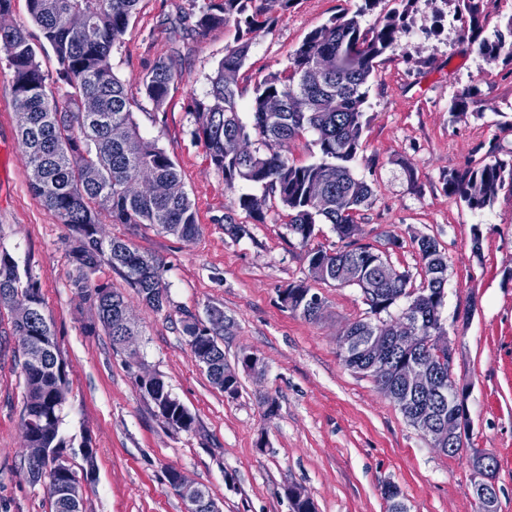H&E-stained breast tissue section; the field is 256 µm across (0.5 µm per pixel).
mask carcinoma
I'll return each mask as SVG.
<instances>
[{"mask_svg": "<svg viewBox=\"0 0 512 512\" xmlns=\"http://www.w3.org/2000/svg\"><path fill=\"white\" fill-rule=\"evenodd\" d=\"M140 0H27L28 12L41 37L33 40L17 26H0V48L13 68L14 106L19 117L20 143L30 170L34 197L60 223L75 233L70 251V286L91 302L99 325L120 349L123 336H135L134 327L115 319L123 294L111 284L96 280L102 259L120 273L128 287L155 311L171 303L164 268L132 245L103 236L100 215L114 224H151L163 233L181 238L198 235L196 212L176 165L157 141L142 136L133 118L132 103L124 84L114 74L111 53L120 42ZM292 0H205L196 17L201 32L234 28L233 43L225 47L207 99H192L197 128L211 163L224 174L225 185H258V196L243 192L235 206L255 222L264 219L267 198H279L288 208V230L303 245L314 236L315 226L331 224L338 237L350 240L359 234V212L371 204L372 187L354 174V164L366 149L363 138L365 87L375 75L379 58L405 32L406 17L420 0H399L371 25L366 15L383 0H361L346 12L311 31L294 51L284 70L272 73L253 88L249 102L251 123L239 115L240 93L236 74L245 65L252 48V34L277 22ZM458 10L469 19L473 32L483 29L484 0H457ZM508 35L479 43L480 53L491 63L503 58L512 63V19ZM51 48L59 63L58 79L69 88V112H60L46 91L38 52ZM175 72L170 62L159 60L143 77L144 94L155 110L168 98ZM315 134L317 161L297 165L288 157L290 143L305 132ZM257 136L272 141L278 150L247 154L238 142ZM479 158L444 177L448 194L471 210L491 206L499 192L512 193V151L503 153L497 144H479ZM420 256L423 278L412 287L411 275L398 271L384 252L370 244L348 243L347 248L307 251L311 277L323 283L361 288L369 313H389L403 299L415 304L407 309L423 335L440 336L446 330L437 308L445 299L448 256L427 235L412 238ZM347 263L354 269L348 279L336 275ZM311 288L290 284L281 293L288 308L307 320L316 316L305 308ZM0 306L18 312L26 306L36 311L24 322L21 369L25 398L21 422L28 447L46 448L48 455L36 465L24 463L32 483L55 473V462L68 441L59 433L66 401L67 378L63 359L50 322L44 314L41 288L30 269L19 270L11 256L0 254ZM204 323L192 314L181 320L182 332L195 361L210 382L225 393L238 391V382L224 383V348L218 336L224 331V313L214 308ZM140 390L156 406L169 411L166 423L178 431L194 429L195 418L156 377ZM423 412L448 407L427 395L403 392ZM71 467L46 489L52 512H80L81 490ZM383 495L388 512H407L401 490L387 484Z\"/></svg>", "mask_w": 512, "mask_h": 512, "instance_id": "cac0c4a2", "label": "carcinoma"}]
</instances>
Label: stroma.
<instances>
[{
	"instance_id": "1",
	"label": "stroma",
	"mask_w": 512,
	"mask_h": 512,
	"mask_svg": "<svg viewBox=\"0 0 512 512\" xmlns=\"http://www.w3.org/2000/svg\"><path fill=\"white\" fill-rule=\"evenodd\" d=\"M204 0H140L111 55L112 70L132 102L144 137L174 161L196 212L200 232L183 239L147 224H101L105 236L125 240L165 267L171 304L145 306L109 263L97 276L126 298L139 334L137 360L113 350L104 331L90 333V302L70 286L72 232L33 196L20 146L13 69L0 49V252L31 269L44 298L65 362L68 393L63 436L90 437L94 480L84 487L82 512H186L170 487L174 468L205 487L222 512H292L287 490L302 489L316 512H387L386 484L400 487L408 512H478L470 457L489 453L498 468V512H512V193L491 207L469 209L448 195L443 177L473 159L482 142L512 150V64L488 62L478 37L491 38L512 20V0H489L481 36L471 34L457 0H421L420 12L381 57L364 105L367 149L357 178L374 188L357 217L359 242L383 246L382 232L403 240L389 259L420 276L410 240L434 237L448 256L442 318L453 344V378L471 390V430L455 457L430 440L376 387L348 369L339 337L368 307L359 287L311 281L307 248L288 230V210L268 198L264 223L235 210L237 190L211 164L195 136L192 98L211 88L233 28L195 27ZM359 0H293L272 28L253 35L238 74L245 100L269 74L286 68L313 29L354 11ZM161 59L177 78L162 110L144 95L142 77ZM478 95L464 118L449 114L464 89ZM246 227L228 233L225 214ZM310 281L323 301L313 321L286 309L288 284ZM224 313L218 342L236 370L238 391L213 386L194 361L180 320ZM469 317H461L463 308ZM256 354L260 375L242 369V353ZM13 315L0 308V512H52L42 485L23 473L21 423L24 378ZM161 376L195 416L192 431H174L136 385L138 371ZM276 399L274 417L264 414Z\"/></svg>"
}]
</instances>
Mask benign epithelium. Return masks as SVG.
I'll list each match as a JSON object with an SVG mask.
<instances>
[{"label":"benign epithelium","instance_id":"benign-epithelium-1","mask_svg":"<svg viewBox=\"0 0 512 512\" xmlns=\"http://www.w3.org/2000/svg\"><path fill=\"white\" fill-rule=\"evenodd\" d=\"M424 345L436 349L439 357L453 362V347L448 337L421 335V331L412 326L405 314L379 321L374 334L366 337L360 346L357 345V337L352 335V327H347L340 336L343 360L354 362L360 356L368 369L384 374L385 380L380 383L381 392L398 407L407 406L399 392L401 386L418 393L435 391L440 395L448 394V418L433 417L428 420L426 415L420 413L415 416V421L421 432L430 438L433 447L441 453H459L465 447L471 426L468 407L470 389L457 384L443 388L435 361L428 355L410 359L403 365L393 364L388 356V350L393 346L416 349ZM472 469L478 492L495 485L496 466L490 455L473 456ZM176 486L179 495L188 504L194 503L202 495L201 487L190 483L180 472L176 474Z\"/></svg>","mask_w":512,"mask_h":512}]
</instances>
